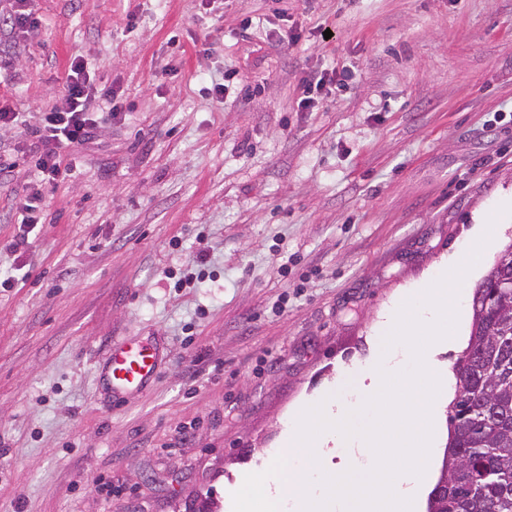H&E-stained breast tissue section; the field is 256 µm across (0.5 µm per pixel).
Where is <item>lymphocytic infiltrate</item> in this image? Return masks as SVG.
<instances>
[{
	"label": "lymphocytic infiltrate",
	"mask_w": 512,
	"mask_h": 512,
	"mask_svg": "<svg viewBox=\"0 0 512 512\" xmlns=\"http://www.w3.org/2000/svg\"><path fill=\"white\" fill-rule=\"evenodd\" d=\"M102 106L106 107L109 120L122 119V107L112 87L95 84L85 62L73 60L62 99L30 127L34 179L20 204L19 231L9 244L11 251L28 248L31 228L41 220L42 185L69 175L71 168L64 165L61 151L93 137L99 126L98 109Z\"/></svg>",
	"instance_id": "obj_1"
}]
</instances>
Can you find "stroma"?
<instances>
[{"label": "stroma", "mask_w": 512, "mask_h": 512, "mask_svg": "<svg viewBox=\"0 0 512 512\" xmlns=\"http://www.w3.org/2000/svg\"><path fill=\"white\" fill-rule=\"evenodd\" d=\"M31 7L0 96L35 122L80 57L126 118L46 188L22 254L4 246L30 137L0 135V267L29 273L0 288V512H225L381 312L512 200V0ZM227 68L243 81L220 103ZM331 70L342 87L298 111ZM123 338L160 372L118 403L99 375Z\"/></svg>", "instance_id": "35a3bbf8"}]
</instances>
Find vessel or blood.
I'll list each match as a JSON object with an SVG mask.
<instances>
[{
    "instance_id": "1",
    "label": "vessel or blood",
    "mask_w": 512,
    "mask_h": 512,
    "mask_svg": "<svg viewBox=\"0 0 512 512\" xmlns=\"http://www.w3.org/2000/svg\"><path fill=\"white\" fill-rule=\"evenodd\" d=\"M159 366L152 346L122 341L111 347L100 381L118 400L129 392L145 389L156 378Z\"/></svg>"
}]
</instances>
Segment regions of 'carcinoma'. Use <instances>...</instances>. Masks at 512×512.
Wrapping results in <instances>:
<instances>
[{"label": "carcinoma", "mask_w": 512, "mask_h": 512, "mask_svg": "<svg viewBox=\"0 0 512 512\" xmlns=\"http://www.w3.org/2000/svg\"><path fill=\"white\" fill-rule=\"evenodd\" d=\"M512 244L475 288L449 438L427 512H512Z\"/></svg>", "instance_id": "1"}]
</instances>
